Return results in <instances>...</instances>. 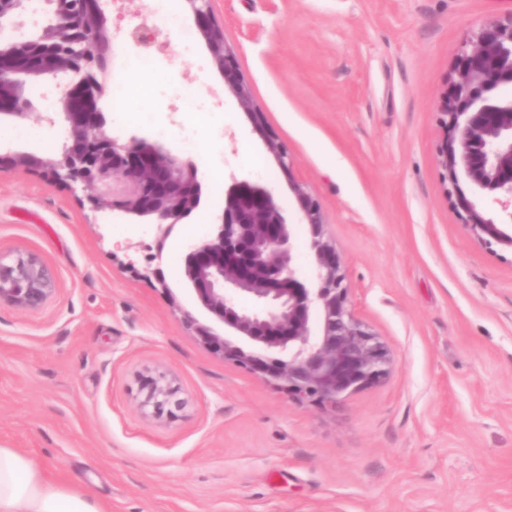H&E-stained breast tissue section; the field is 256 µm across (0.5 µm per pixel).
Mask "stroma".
<instances>
[{
  "label": "stroma",
  "mask_w": 512,
  "mask_h": 512,
  "mask_svg": "<svg viewBox=\"0 0 512 512\" xmlns=\"http://www.w3.org/2000/svg\"><path fill=\"white\" fill-rule=\"evenodd\" d=\"M252 104L288 149L283 175L224 88L185 0L156 20L148 98L101 109L114 136L161 138L196 162L207 202L165 243L167 288L141 277L155 226L91 213L36 171L0 168V255L32 254L55 292L0 301V446L109 512H512V251L475 240L439 167V94L481 26L512 0H212ZM192 46L183 49L184 33ZM20 138L0 153L57 154L58 94L31 83ZM246 176L297 227L290 181L319 201L353 314L392 369L331 406L300 404L204 348L179 311L212 318L182 277L188 228L212 222ZM186 406L144 415L138 375Z\"/></svg>",
  "instance_id": "35a3bbf8"
}]
</instances>
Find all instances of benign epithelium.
<instances>
[{"instance_id": "1", "label": "benign epithelium", "mask_w": 512, "mask_h": 512, "mask_svg": "<svg viewBox=\"0 0 512 512\" xmlns=\"http://www.w3.org/2000/svg\"><path fill=\"white\" fill-rule=\"evenodd\" d=\"M224 87L248 111L279 168L289 173L287 149L266 131L263 113L252 106L251 91L237 55L213 17L212 0H185ZM47 22L27 38L0 39V116L18 121L28 115L24 87L29 81L63 79L60 93L67 137L58 154H15L16 167L43 173L71 191L93 212L118 210L162 227L151 246L156 266L142 276L169 287L160 264L175 226L202 207L203 180L197 165L182 160L161 140L132 135L124 140L108 129L100 107L108 61L117 34L111 32L102 0H44ZM29 0H0V30L17 26ZM160 32L142 20L128 33L141 48L159 43ZM512 22L489 23L466 43L456 76L439 98L446 129L438 163L452 186L455 210L486 245L512 249ZM121 175L124 185L114 186ZM470 186L466 193L459 180ZM299 223L307 227L309 270L296 258L295 225L266 187L248 178L224 186V204L206 232L191 242L183 275L198 302L224 334L180 311L183 324L224 361L261 377L299 402L321 406L385 377L389 353L349 307V287L336 248L328 237L319 202L291 184ZM53 292L43 264L32 256L0 258V299L36 309ZM249 297L252 305L240 304ZM140 408L175 419L186 402L166 377L144 375Z\"/></svg>"}]
</instances>
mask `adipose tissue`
I'll list each match as a JSON object with an SVG mask.
<instances>
[{
    "label": "adipose tissue",
    "mask_w": 512,
    "mask_h": 512,
    "mask_svg": "<svg viewBox=\"0 0 512 512\" xmlns=\"http://www.w3.org/2000/svg\"><path fill=\"white\" fill-rule=\"evenodd\" d=\"M0 512H106L77 484L50 481L16 448L0 447Z\"/></svg>",
    "instance_id": "1"
}]
</instances>
